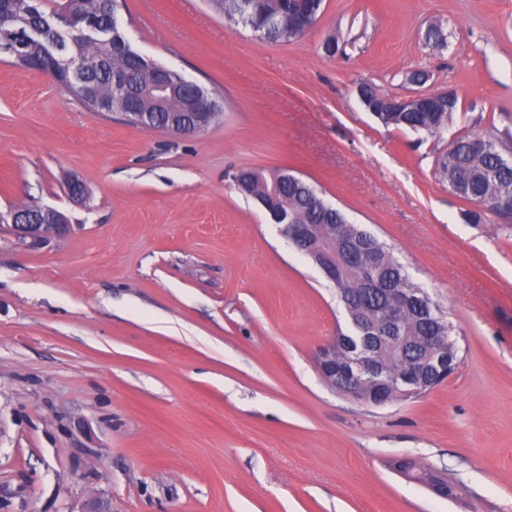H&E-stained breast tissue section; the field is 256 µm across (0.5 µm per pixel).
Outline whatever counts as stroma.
<instances>
[{"instance_id":"1","label":"stroma","mask_w":512,"mask_h":512,"mask_svg":"<svg viewBox=\"0 0 512 512\" xmlns=\"http://www.w3.org/2000/svg\"><path fill=\"white\" fill-rule=\"evenodd\" d=\"M119 15L224 112L194 137L145 131L0 61V212L70 225L35 247L0 227V512H512V221H466L435 171L447 138L385 127L360 98L450 91L449 136L512 148V0H324L287 42L208 0ZM242 168L289 169L393 250L454 327L446 382L383 406L324 384L336 290L239 193ZM394 468L409 481L428 488L441 498L453 499L456 496V487L448 483V478L430 469L421 468L410 459L395 461Z\"/></svg>"}]
</instances>
